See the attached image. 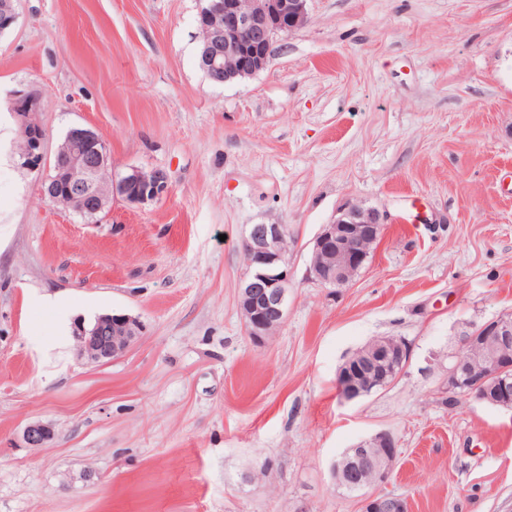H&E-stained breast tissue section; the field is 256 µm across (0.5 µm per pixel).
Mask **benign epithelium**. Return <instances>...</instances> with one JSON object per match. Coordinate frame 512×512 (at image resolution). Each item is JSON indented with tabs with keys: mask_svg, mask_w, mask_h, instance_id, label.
I'll return each instance as SVG.
<instances>
[{
	"mask_svg": "<svg viewBox=\"0 0 512 512\" xmlns=\"http://www.w3.org/2000/svg\"><path fill=\"white\" fill-rule=\"evenodd\" d=\"M197 15L201 37L199 67L206 76L224 84L253 77L263 71L273 43L309 22V0H202ZM42 99L17 94L12 112L20 121L16 151L24 170L38 173L47 164L46 133L33 119ZM55 177L44 186V196L80 215L103 213L115 195L130 206L157 202L169 192L166 172L130 167L115 173L112 156L102 137L83 126L71 127L55 155ZM384 217L374 207L349 203L334 220L322 226L311 249L310 273L325 288H342L363 266L378 240ZM288 226L254 224L244 240L246 269L238 288V305L247 335L261 343L280 327L288 308L291 271L288 262ZM142 322L127 314L99 316L92 330L76 328L79 357L105 364L127 353L140 337ZM461 347L448 363V392L482 398L480 388L497 379L500 399L495 404L512 409V316H502L461 333ZM410 349L398 338L366 345L346 360L350 380L344 397L354 400L386 379L397 380L407 367ZM53 429L32 422L23 431L31 448L45 446ZM384 447L387 459L397 454L393 438L379 432L347 449L333 464L332 474L341 485L359 491L371 486L363 476L378 469L375 448ZM363 512H408L407 502L390 495H368Z\"/></svg>",
	"mask_w": 512,
	"mask_h": 512,
	"instance_id": "benign-epithelium-1",
	"label": "benign epithelium"
}]
</instances>
